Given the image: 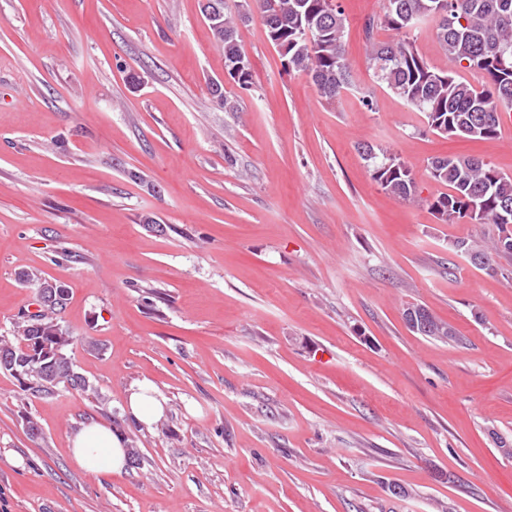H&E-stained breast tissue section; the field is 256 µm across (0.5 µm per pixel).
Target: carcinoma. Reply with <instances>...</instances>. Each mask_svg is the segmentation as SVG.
<instances>
[{
    "mask_svg": "<svg viewBox=\"0 0 512 512\" xmlns=\"http://www.w3.org/2000/svg\"><path fill=\"white\" fill-rule=\"evenodd\" d=\"M439 2L383 0L382 13L370 17L364 26L373 76L380 86L420 113L428 130L450 137L492 139L498 135L501 113L512 111V0H445L455 18L451 29L437 9ZM250 10L262 17L268 39L287 61L288 72L308 77L329 103L352 89L345 57V18L336 0H251ZM201 12L222 48L227 74L240 88L250 89L251 63L238 41L239 25L246 23L249 15L229 6L228 0H205ZM421 22L434 23L451 61L481 75L480 84L430 66L411 37ZM382 29L395 32V38L377 39L376 32ZM358 151L384 191L403 200L415 198L411 173L398 157L364 143L358 145ZM428 167L431 178L448 188L430 203L442 222L459 223L468 217L475 202L478 212L471 221L492 224L497 230L493 239L456 240L452 251L474 258L475 267L498 274L501 260L512 261V228L496 220L504 206H512V176L474 157H435ZM38 294L46 298L42 313L30 317L28 324L17 325L15 341L0 343V371L26 370L19 385L22 392L35 397L60 389L94 392L74 369L70 353L75 337L57 321L56 311L68 299L67 289L43 282ZM415 333L443 343L457 341L456 331L429 311L426 325ZM56 339L67 345L63 364L48 373L35 369L31 352L39 342Z\"/></svg>",
    "mask_w": 512,
    "mask_h": 512,
    "instance_id": "carcinoma-1",
    "label": "carcinoma"
}]
</instances>
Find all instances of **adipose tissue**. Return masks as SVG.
I'll list each match as a JSON object with an SVG mask.
<instances>
[{
    "label": "adipose tissue",
    "mask_w": 512,
    "mask_h": 512,
    "mask_svg": "<svg viewBox=\"0 0 512 512\" xmlns=\"http://www.w3.org/2000/svg\"><path fill=\"white\" fill-rule=\"evenodd\" d=\"M126 408L134 419L148 426L164 415L166 400L153 382L146 379L129 391ZM69 441L73 461L87 472L111 474L120 471L125 463V439L109 426L97 422L83 424Z\"/></svg>",
    "instance_id": "adipose-tissue-1"
}]
</instances>
